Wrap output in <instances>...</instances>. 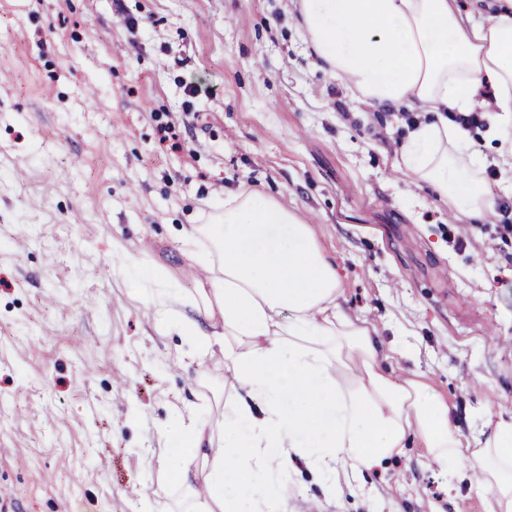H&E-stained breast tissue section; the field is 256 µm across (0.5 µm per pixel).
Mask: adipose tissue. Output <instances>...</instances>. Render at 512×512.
<instances>
[{
	"mask_svg": "<svg viewBox=\"0 0 512 512\" xmlns=\"http://www.w3.org/2000/svg\"><path fill=\"white\" fill-rule=\"evenodd\" d=\"M290 14L356 100L422 113L393 163L409 188L430 186L456 220L481 217L491 206L485 162L468 155L469 133L448 115L484 113L489 140L512 159V5L477 24L456 0H291ZM177 238L205 274L193 294L173 296L147 267L126 273L153 285L189 357L223 359L230 381L218 429L184 425L168 439L188 512H273L264 477L297 459L338 497L412 435L454 480L489 491L487 512H512V420L475 435L472 463L459 464L447 404L428 398L425 373L386 375L371 329L342 311L339 277L310 224L240 191ZM185 304L206 326L183 317Z\"/></svg>",
	"mask_w": 512,
	"mask_h": 512,
	"instance_id": "adipose-tissue-1",
	"label": "adipose tissue"
}]
</instances>
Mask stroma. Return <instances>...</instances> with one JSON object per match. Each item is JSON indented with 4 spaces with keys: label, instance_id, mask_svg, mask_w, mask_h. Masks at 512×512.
Returning a JSON list of instances; mask_svg holds the SVG:
<instances>
[{
    "label": "stroma",
    "instance_id": "obj_1",
    "mask_svg": "<svg viewBox=\"0 0 512 512\" xmlns=\"http://www.w3.org/2000/svg\"><path fill=\"white\" fill-rule=\"evenodd\" d=\"M365 108L320 68L281 0H0V486L14 512H181L167 433L217 421L224 368L189 359L114 256L193 291L170 223L206 217L212 188L276 197L311 224L340 303L392 355L429 372L471 456L486 418L512 417V190L485 127L493 201L452 223L391 163L404 113ZM175 128L183 151L162 138ZM288 512H486L423 442L330 499L302 461Z\"/></svg>",
    "mask_w": 512,
    "mask_h": 512
}]
</instances>
